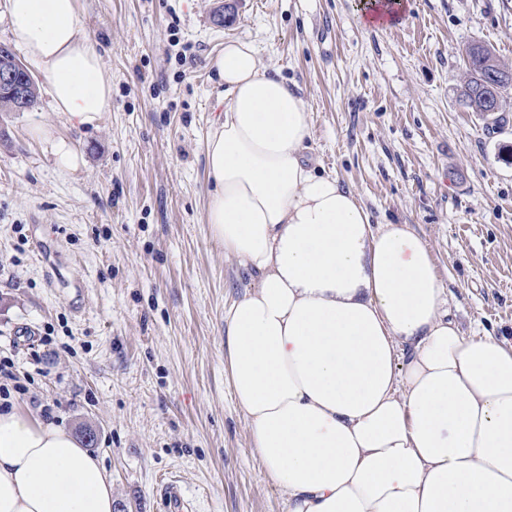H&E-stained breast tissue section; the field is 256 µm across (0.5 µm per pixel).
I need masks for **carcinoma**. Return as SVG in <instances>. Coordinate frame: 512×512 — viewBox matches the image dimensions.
Returning a JSON list of instances; mask_svg holds the SVG:
<instances>
[{"label": "carcinoma", "mask_w": 512, "mask_h": 512, "mask_svg": "<svg viewBox=\"0 0 512 512\" xmlns=\"http://www.w3.org/2000/svg\"><path fill=\"white\" fill-rule=\"evenodd\" d=\"M466 79L459 89V102L495 126L506 122L504 94L512 88V65L501 61L485 44L470 43L464 48Z\"/></svg>", "instance_id": "carcinoma-1"}]
</instances>
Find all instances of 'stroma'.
Wrapping results in <instances>:
<instances>
[{
  "label": "stroma",
  "mask_w": 512,
  "mask_h": 512,
  "mask_svg": "<svg viewBox=\"0 0 512 512\" xmlns=\"http://www.w3.org/2000/svg\"><path fill=\"white\" fill-rule=\"evenodd\" d=\"M363 2L80 0L111 111L71 127L38 73L34 106L0 112V389L93 432L118 512H161L166 481L194 512H285L224 364V308L249 278L205 223L227 40L298 86L316 168L428 243L464 333L512 342V100L489 130L458 99L467 43L512 64V0H403L384 28ZM39 127L83 166L60 169Z\"/></svg>",
  "instance_id": "obj_1"
}]
</instances>
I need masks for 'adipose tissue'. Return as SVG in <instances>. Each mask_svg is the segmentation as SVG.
Returning a JSON list of instances; mask_svg holds the SVG:
<instances>
[{
	"instance_id": "ef3b65f1",
	"label": "adipose tissue",
	"mask_w": 512,
	"mask_h": 512,
	"mask_svg": "<svg viewBox=\"0 0 512 512\" xmlns=\"http://www.w3.org/2000/svg\"><path fill=\"white\" fill-rule=\"evenodd\" d=\"M56 112L112 109L80 0H7ZM210 65L205 221L250 286L224 311L250 451L286 512H512V346L465 335L426 242L375 224L306 155L309 114L254 44ZM112 479L64 427L0 411V512H114Z\"/></svg>"
}]
</instances>
